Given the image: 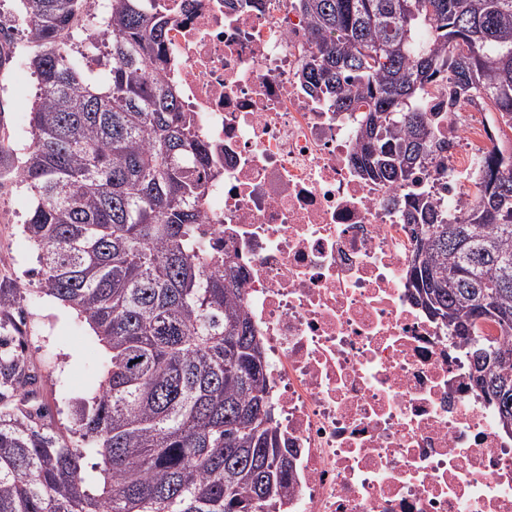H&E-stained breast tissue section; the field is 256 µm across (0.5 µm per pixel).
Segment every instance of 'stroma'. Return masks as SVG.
I'll return each mask as SVG.
<instances>
[{
  "mask_svg": "<svg viewBox=\"0 0 512 512\" xmlns=\"http://www.w3.org/2000/svg\"><path fill=\"white\" fill-rule=\"evenodd\" d=\"M36 87L29 67L0 70V142L27 140L25 114ZM29 205L25 189L0 179V285L25 289L19 303L0 313V323L22 324L28 343L26 374L32 379L41 421L64 433L73 425L77 404L101 380L108 353L74 310L39 293L37 251L23 231Z\"/></svg>",
  "mask_w": 512,
  "mask_h": 512,
  "instance_id": "obj_1",
  "label": "stroma"
}]
</instances>
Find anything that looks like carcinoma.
Segmentation results:
<instances>
[{"mask_svg":"<svg viewBox=\"0 0 512 512\" xmlns=\"http://www.w3.org/2000/svg\"><path fill=\"white\" fill-rule=\"evenodd\" d=\"M35 32L26 64L39 93L15 167L32 199L24 232L40 292L73 309L109 355L72 433L102 457L88 489L86 454L37 418L0 406V512H280L293 466L281 447L263 345L244 309L239 270L206 250L198 224L211 165L195 113L182 109L159 48L156 0H108L109 37L75 43L84 0H14ZM315 50L300 81L338 112L364 98L354 163L404 186L432 152L421 102L478 90L512 116V0H296ZM105 60L103 79L83 67ZM484 161L458 224L431 201L408 202L416 304L469 346L475 388L512 422V177ZM0 356V386L21 377Z\"/></svg>","mask_w":512,"mask_h":512,"instance_id":"obj_1","label":"carcinoma"}]
</instances>
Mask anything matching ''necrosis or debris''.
<instances>
[{"instance_id": "4bbe7bcc", "label": "necrosis or debris", "mask_w": 512, "mask_h": 512, "mask_svg": "<svg viewBox=\"0 0 512 512\" xmlns=\"http://www.w3.org/2000/svg\"><path fill=\"white\" fill-rule=\"evenodd\" d=\"M167 70L223 173L206 244L244 272L270 402L293 471L283 512H512V435L472 383L467 347L416 305L404 200L464 219L512 128L427 96L435 160L409 186L354 165L368 108L300 83L313 49L295 0H158Z\"/></svg>"}]
</instances>
